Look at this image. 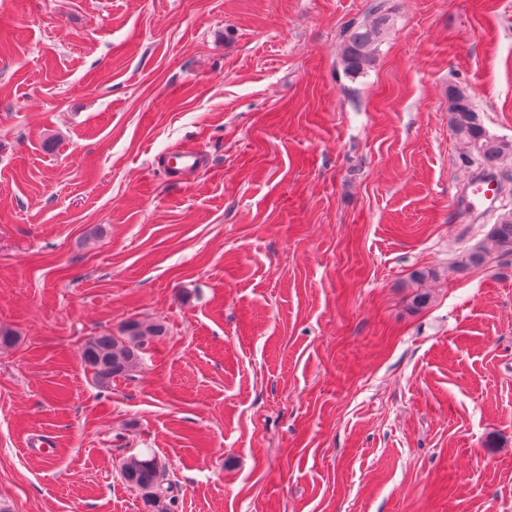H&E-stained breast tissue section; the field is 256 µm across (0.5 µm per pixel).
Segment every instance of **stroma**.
Here are the masks:
<instances>
[{
  "instance_id": "1",
  "label": "stroma",
  "mask_w": 512,
  "mask_h": 512,
  "mask_svg": "<svg viewBox=\"0 0 512 512\" xmlns=\"http://www.w3.org/2000/svg\"><path fill=\"white\" fill-rule=\"evenodd\" d=\"M372 2L0 0L10 512H148L149 452L177 512H512V256L468 260L498 212L448 127L457 84L512 140V0H385L352 78ZM390 26L384 2L376 0L360 21L348 22L340 31V59L350 77L364 74L375 60ZM205 150L201 146L180 149L165 159L166 166L173 174H183L197 168L203 158ZM497 197V184L489 176H484L475 182H471L467 192L464 208L467 212L477 210L478 206H489ZM160 324L129 321L123 328V338L111 333L91 337L84 345L82 357L85 365L101 383L127 375L137 364L139 349L148 337L161 336ZM121 478L128 486L142 492L144 503L151 512H170L172 507L171 482H166L164 469L156 455H133L121 466ZM167 484V486H164Z\"/></svg>"
}]
</instances>
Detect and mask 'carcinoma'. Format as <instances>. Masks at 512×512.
<instances>
[{
  "instance_id": "cac0c4a2",
  "label": "carcinoma",
  "mask_w": 512,
  "mask_h": 512,
  "mask_svg": "<svg viewBox=\"0 0 512 512\" xmlns=\"http://www.w3.org/2000/svg\"><path fill=\"white\" fill-rule=\"evenodd\" d=\"M390 26L382 0H374L366 16L348 22L340 31V59L346 74L351 77L365 73L375 60L378 48ZM448 127L484 167L501 172L512 182V140L496 137L485 128L468 91L457 85L448 86ZM487 240L500 256H512V209L501 212L492 224ZM163 332L160 324L129 321L123 337L102 333L91 337L84 345L85 365L101 383L128 374L137 364L139 349L147 338ZM121 478L128 486L142 492L149 512H171V486L165 484L164 469L156 455H133L121 466Z\"/></svg>"
}]
</instances>
